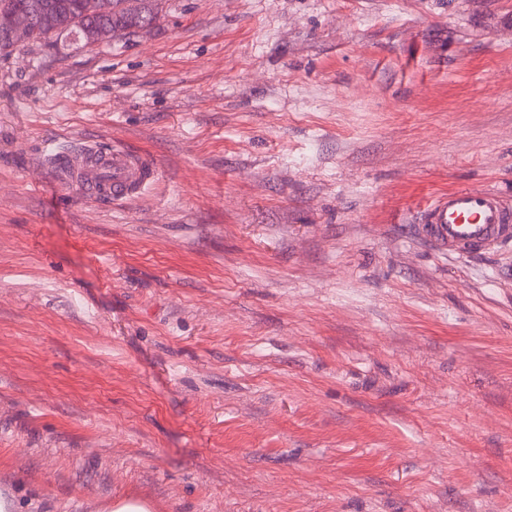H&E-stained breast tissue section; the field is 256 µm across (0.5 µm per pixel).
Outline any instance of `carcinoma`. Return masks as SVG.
Wrapping results in <instances>:
<instances>
[{
	"label": "carcinoma",
	"instance_id": "1",
	"mask_svg": "<svg viewBox=\"0 0 512 512\" xmlns=\"http://www.w3.org/2000/svg\"><path fill=\"white\" fill-rule=\"evenodd\" d=\"M130 2L114 0V10L104 15L99 13L96 0H0V52L13 50L8 24L17 13L35 16L29 40L36 42L73 34L85 43H99L112 38L117 30L147 29L156 23L152 9Z\"/></svg>",
	"mask_w": 512,
	"mask_h": 512
}]
</instances>
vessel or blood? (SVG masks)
<instances>
[{
  "label": "vessel or blood",
  "instance_id": "1",
  "mask_svg": "<svg viewBox=\"0 0 512 512\" xmlns=\"http://www.w3.org/2000/svg\"><path fill=\"white\" fill-rule=\"evenodd\" d=\"M54 162L65 183L115 201L140 196L157 176L152 158L114 145L58 152ZM417 229L440 252L465 257L489 254L512 243V199L493 189H451L423 209Z\"/></svg>",
  "mask_w": 512,
  "mask_h": 512
}]
</instances>
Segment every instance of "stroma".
I'll return each instance as SVG.
<instances>
[{
	"label": "stroma",
	"instance_id": "1",
	"mask_svg": "<svg viewBox=\"0 0 512 512\" xmlns=\"http://www.w3.org/2000/svg\"><path fill=\"white\" fill-rule=\"evenodd\" d=\"M0 52V496L12 512H512V0H154ZM113 142L112 202L41 167ZM61 180L84 193L123 201L140 196L154 183L157 163L115 145H85L52 155ZM417 229L442 253L489 254L512 243V200L493 189H451L422 210Z\"/></svg>",
	"mask_w": 512,
	"mask_h": 512
}]
</instances>
